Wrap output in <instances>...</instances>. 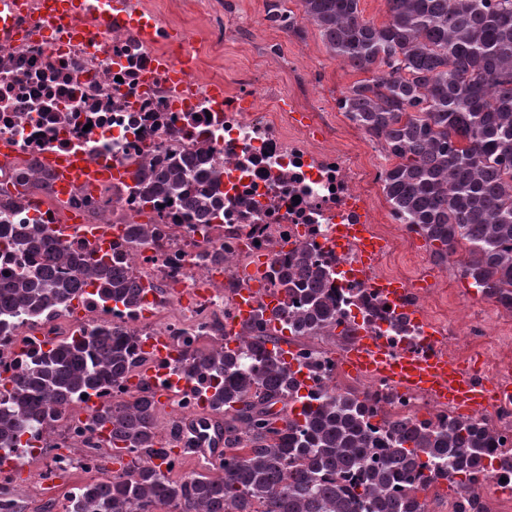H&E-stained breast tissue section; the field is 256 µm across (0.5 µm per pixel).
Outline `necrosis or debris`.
Returning a JSON list of instances; mask_svg holds the SVG:
<instances>
[{
    "mask_svg": "<svg viewBox=\"0 0 512 512\" xmlns=\"http://www.w3.org/2000/svg\"><path fill=\"white\" fill-rule=\"evenodd\" d=\"M0 9V27L16 33L0 40V221L50 223L63 229L69 251L82 252L91 241L83 229L68 225L73 212L96 214L99 223L143 224L159 219L162 232L147 245L124 240L129 271L145 294L137 307L101 302L94 287L73 300L84 327L111 326L115 335H133L135 359L126 380L96 391L68 408L62 420L35 424L14 451L0 450V486L16 468L50 460L53 469L82 465L98 469L97 457L82 461L47 457L59 434L86 448L102 433L92 423L90 406H107L133 392L137 381L149 389L169 390L166 407L199 421L209 415L210 378L184 371L181 355L204 340L244 355L252 367L245 337L236 333L249 280L263 281L252 298L265 334L288 341L281 360L296 381L290 417L299 421L322 397L358 391L370 409L377 440H386L389 423L406 418L425 427L462 421L482 429L495 449L477 478L438 479L427 495L425 512H437L434 494L448 493V512H512V470L500 453L512 452V313L503 312L494 329L481 319L453 320L451 297L421 285L426 268L410 239L394 231L376 193L382 173L370 170L362 137L339 127L333 113L310 111L307 88L289 77V94L278 79L244 69L224 80L212 76L219 55L193 56L180 80H170L167 64L181 65L168 30L154 42L121 17H113L104 39L92 42L87 17L45 25L44 0H12ZM222 96H214L215 84ZM205 153L209 168L224 182V207L187 224L177 203L143 202L130 174L140 162L170 155ZM80 153L112 168V181L92 189L35 196L17 206L4 194L28 168L51 154ZM366 225L383 248L364 263L346 234ZM310 251L325 275L336 303V325L319 339L292 333V313L283 312L284 295L275 269L290 263L296 248ZM217 250L220 266L205 252ZM405 285L393 299L387 284ZM59 315L12 314L0 321V371L21 373L64 333ZM346 333L340 346L333 338ZM373 336L395 350L433 346L448 361L476 377L508 388L487 410H466L439 402L430 393L403 388L391 380L353 368L351 346Z\"/></svg>",
    "mask_w": 512,
    "mask_h": 512,
    "instance_id": "necrosis-or-debris-1",
    "label": "necrosis or debris"
}]
</instances>
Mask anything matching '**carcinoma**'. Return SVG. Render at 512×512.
Segmentation results:
<instances>
[{"mask_svg": "<svg viewBox=\"0 0 512 512\" xmlns=\"http://www.w3.org/2000/svg\"><path fill=\"white\" fill-rule=\"evenodd\" d=\"M296 18L284 0H266V19L300 37L302 19L329 53L369 77L351 85L339 109L392 160L384 191L392 211L428 243L435 264H453L474 287L512 306V0H386L389 19H365L360 0H299ZM186 157L141 164L133 179L142 198L178 201L184 217L200 219L224 206L219 175L192 177ZM10 247L27 262L0 278V315L61 310L94 284L102 301L135 307L142 287L118 251H67L52 224H29ZM295 269L276 271L285 294L302 312L293 333L308 336L336 324L324 274L304 249ZM277 339L251 337L259 372L243 368L227 347L185 352L184 367L215 379L211 408L224 417L223 476L203 473L179 481L148 465L172 453L158 439L154 394L140 388L128 400L97 411L95 426L110 431L103 444L139 452L108 478L84 484L69 512H424L411 488L391 487L410 475L427 482L478 472L490 445L481 431L460 424L428 429L395 421L381 465H367L366 405L351 392L326 397L303 425L274 410L288 404L293 380L280 365ZM130 344L96 328L70 336L10 378L0 402V449L14 446L26 425L52 420L84 391L126 378ZM281 426H276V423Z\"/></svg>", "mask_w": 512, "mask_h": 512, "instance_id": "obj_1", "label": "carcinoma"}]
</instances>
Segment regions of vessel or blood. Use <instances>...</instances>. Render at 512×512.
I'll use <instances>...</instances> for the list:
<instances>
[{"instance_id": "vessel-or-blood-1", "label": "vessel or blood", "mask_w": 512, "mask_h": 512, "mask_svg": "<svg viewBox=\"0 0 512 512\" xmlns=\"http://www.w3.org/2000/svg\"><path fill=\"white\" fill-rule=\"evenodd\" d=\"M44 166L59 191L91 186L112 178V169L95 165L81 154L57 155ZM356 368L387 376L402 386L430 392L440 402L471 409L489 407L501 391L479 381L472 373L449 363L434 351L426 353L392 352L381 341L363 339L351 354Z\"/></svg>"}]
</instances>
